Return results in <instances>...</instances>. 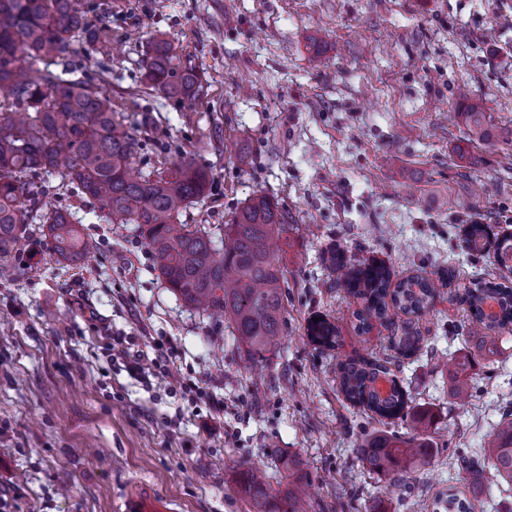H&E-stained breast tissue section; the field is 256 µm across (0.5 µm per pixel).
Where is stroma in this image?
Masks as SVG:
<instances>
[{
	"mask_svg": "<svg viewBox=\"0 0 512 512\" xmlns=\"http://www.w3.org/2000/svg\"><path fill=\"white\" fill-rule=\"evenodd\" d=\"M93 2L90 20L112 40L79 65L128 102L138 168H166L183 149L209 170L181 223L218 232L260 193L287 212L283 340L252 374L229 324L166 288L135 225L48 178L47 202L70 207L95 250L57 262L32 223L13 275L0 279V512H115L139 484L178 512H249L235 468L261 467L274 484L284 456L316 483L309 512H443L452 488L470 512H512V484L487 470L472 485L457 466L488 447L512 405V333L456 403L442 360L468 350L466 305L438 289L413 321L421 351L397 359L389 327L357 332L362 303L332 287L329 266L339 245L358 263L385 262L396 282L449 267L463 285L499 278L493 257L464 249L459 232L469 217L497 237L512 231V140L501 137L512 130V0ZM159 32L201 75L198 99L144 90L139 64ZM466 102L491 115L496 139L468 142ZM319 316L340 330L335 349L304 336ZM116 336L138 350L145 337L168 339L175 353L143 379L113 357ZM352 356L389 362L425 417L431 464L401 484L357 457L364 434L411 429L344 399L336 371ZM165 369L205 398L170 387Z\"/></svg>",
	"mask_w": 512,
	"mask_h": 512,
	"instance_id": "1",
	"label": "stroma"
}]
</instances>
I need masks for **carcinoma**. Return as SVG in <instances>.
<instances>
[{"mask_svg":"<svg viewBox=\"0 0 512 512\" xmlns=\"http://www.w3.org/2000/svg\"><path fill=\"white\" fill-rule=\"evenodd\" d=\"M88 12L86 0H0V263L12 256L35 218L58 261L76 263L93 253L72 213L45 209L40 193L31 190L33 177L58 176L113 222L136 225L170 291L195 311L224 315L247 361L266 360L282 333L279 241L288 229V214L259 195L217 239L203 226L179 222L205 193L208 170L188 154L154 178L136 170L139 142L119 120L122 107L68 61L75 45L95 52L109 38L107 30L92 28ZM141 72L147 86L169 100H194L202 91L197 71L180 65L176 46L162 34L152 36ZM463 117L469 142L486 143L495 136L480 107L470 106ZM461 232L466 250H492L499 265L512 272V236L493 239L484 224H467ZM331 266L336 287L364 301L355 314L360 332L374 320L396 326L403 315L421 314L433 298L429 278L412 277L393 287L385 265H355L339 246L331 252ZM458 298L472 319L470 351L445 365L451 395L466 399L475 360L496 356L500 334L512 329V284L474 281L461 288ZM307 337L318 348L333 349L339 331L325 319L311 321ZM391 348L411 357L421 349V337L404 327ZM338 384L346 401L381 419L408 417L412 430L425 427L424 416L408 411L409 394L384 364L348 359L339 364ZM357 448L364 467L395 482L431 462L428 440L415 434L370 433ZM458 465L467 482L488 468L512 483V410L502 413L481 457L462 455ZM282 467L276 489L253 467L235 470L236 492L253 512H307V482L297 477L298 462L288 457Z\"/></svg>","mask_w":512,"mask_h":512,"instance_id":"carcinoma-1","label":"carcinoma"}]
</instances>
